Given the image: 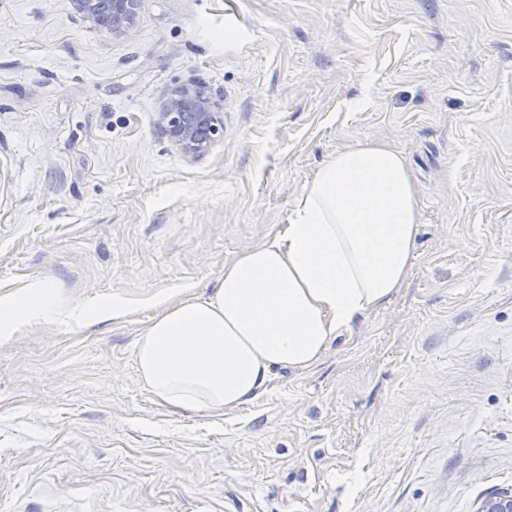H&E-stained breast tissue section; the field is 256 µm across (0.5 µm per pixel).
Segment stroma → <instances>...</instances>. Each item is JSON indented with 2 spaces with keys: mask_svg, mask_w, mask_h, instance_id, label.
<instances>
[{
  "mask_svg": "<svg viewBox=\"0 0 512 512\" xmlns=\"http://www.w3.org/2000/svg\"><path fill=\"white\" fill-rule=\"evenodd\" d=\"M224 127L158 124L188 81ZM408 160L410 275L310 370L177 415L140 384L156 301L211 293L356 143ZM107 321L0 345V512H475L512 489V0H0V295ZM71 2L94 26L112 34H126L131 30L139 5V0H110L108 11L99 13L91 7L92 0ZM220 101L200 82L183 84L172 92L159 113V125L185 152L200 153L220 130Z\"/></svg>",
  "mask_w": 512,
  "mask_h": 512,
  "instance_id": "35a3bbf8",
  "label": "stroma"
}]
</instances>
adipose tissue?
Masks as SVG:
<instances>
[{"label":"adipose tissue","mask_w":512,"mask_h":512,"mask_svg":"<svg viewBox=\"0 0 512 512\" xmlns=\"http://www.w3.org/2000/svg\"><path fill=\"white\" fill-rule=\"evenodd\" d=\"M418 218L396 145L338 151L296 199L288 224L239 253L210 295L160 299L136 345L143 387L178 412H229L264 393L274 369L313 368L406 280ZM116 314L109 301L60 309L48 286L34 284L0 295V343L32 324Z\"/></svg>","instance_id":"obj_1"}]
</instances>
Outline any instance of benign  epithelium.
Segmentation results:
<instances>
[{"label": "benign epithelium", "mask_w": 512, "mask_h": 512, "mask_svg": "<svg viewBox=\"0 0 512 512\" xmlns=\"http://www.w3.org/2000/svg\"><path fill=\"white\" fill-rule=\"evenodd\" d=\"M75 9L99 29L126 34L137 14L139 0H110L107 12L99 13L92 0H72ZM222 124L221 103L207 87L191 81L175 89L162 112L159 125L170 140L188 153L202 152ZM476 512H512V490L491 494Z\"/></svg>", "instance_id": "benign-epithelium-1"}]
</instances>
